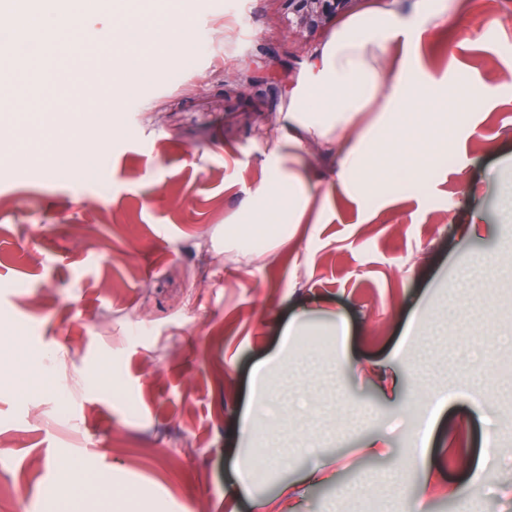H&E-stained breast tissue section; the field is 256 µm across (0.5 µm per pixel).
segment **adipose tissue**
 <instances>
[{
  "mask_svg": "<svg viewBox=\"0 0 512 512\" xmlns=\"http://www.w3.org/2000/svg\"><path fill=\"white\" fill-rule=\"evenodd\" d=\"M451 7L445 0H418L416 12L407 18L394 8H378L358 13L344 22L325 43L305 86L298 89L288 114V145L292 150L289 167L272 165L269 178L258 198H282L286 209L279 213L270 230L284 236L288 227L301 223L310 195L304 163L298 150L303 138L320 139L335 145L341 161L337 178L343 188L362 200L375 197L388 182L411 192L428 178L437 156L447 151L450 136L458 134L466 122L467 107L494 96L492 84L479 93L447 89L437 80H423L408 60H401L389 82L381 75L393 47H408L423 34L426 25L446 20ZM32 32L55 28L79 35L90 45H109L116 31L111 23H97L77 10L65 9L53 15L39 11L29 17ZM432 91L449 100L446 112H413L409 103L423 91ZM373 115L367 122L359 117L365 110ZM280 355L258 363L253 370L255 390L240 422L243 439H262L259 417L268 401L263 389L280 364ZM447 405L444 394H433L425 412L412 428L415 432L406 452L407 464L395 470L390 479L401 483L406 472L421 475L419 495L404 500L395 512H426L431 486L428 440L433 426ZM446 453L461 468L472 485H480L489 462L504 456L497 437H487L480 459H473L470 448L449 444Z\"/></svg>",
  "mask_w": 512,
  "mask_h": 512,
  "instance_id": "obj_1",
  "label": "adipose tissue"
}]
</instances>
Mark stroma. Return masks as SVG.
Segmentation results:
<instances>
[{
    "label": "stroma",
    "instance_id": "stroma-1",
    "mask_svg": "<svg viewBox=\"0 0 512 512\" xmlns=\"http://www.w3.org/2000/svg\"><path fill=\"white\" fill-rule=\"evenodd\" d=\"M347 18L301 35L286 0H179L171 25L185 45L207 41L189 70L164 55L126 70L61 142L49 138L43 93L0 112V336L14 339L0 346V504L62 512L44 492L77 460L128 493L124 512H255L233 493L236 424L253 366L279 351V384L317 404L270 437L286 452L313 438L334 475L290 506L279 490L309 465L292 459L261 493L280 512H390L418 490L417 477L387 479L422 411L415 390L391 403L378 389L400 350L417 354L411 381L448 394L429 453V512H512V460L493 464L462 504L466 480L441 454L453 437L481 453L491 432L512 449V346L490 339L512 323V266L501 262L512 223L500 220L512 208V0H456L446 23L390 55L450 85L497 88L423 187L363 201L337 183L335 150L311 140L298 249L263 241L243 255L225 239L272 154L289 152L285 118L312 51ZM254 75L272 78L277 98L245 89ZM77 156L100 163L58 164ZM304 311L315 332L331 315L347 319L346 360L282 349ZM45 357L63 393L31 389ZM367 436L384 442L380 457H358ZM348 483L356 493L340 495Z\"/></svg>",
    "mask_w": 512,
    "mask_h": 512
}]
</instances>
